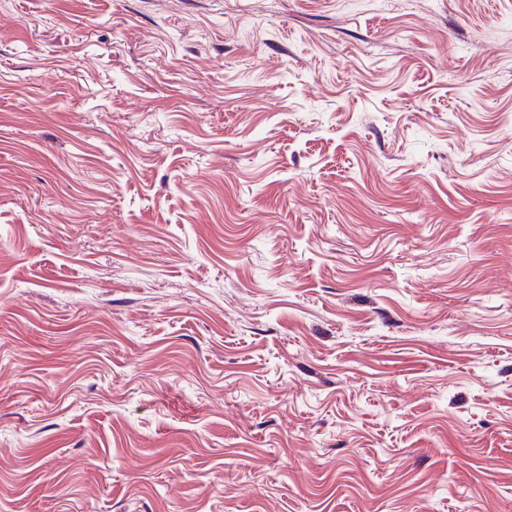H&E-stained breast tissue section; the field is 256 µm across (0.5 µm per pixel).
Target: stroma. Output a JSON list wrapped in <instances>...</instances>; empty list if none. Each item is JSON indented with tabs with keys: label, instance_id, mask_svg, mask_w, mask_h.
Returning a JSON list of instances; mask_svg holds the SVG:
<instances>
[{
	"label": "stroma",
	"instance_id": "stroma-1",
	"mask_svg": "<svg viewBox=\"0 0 512 512\" xmlns=\"http://www.w3.org/2000/svg\"><path fill=\"white\" fill-rule=\"evenodd\" d=\"M0 512H512V0H0Z\"/></svg>",
	"mask_w": 512,
	"mask_h": 512
}]
</instances>
